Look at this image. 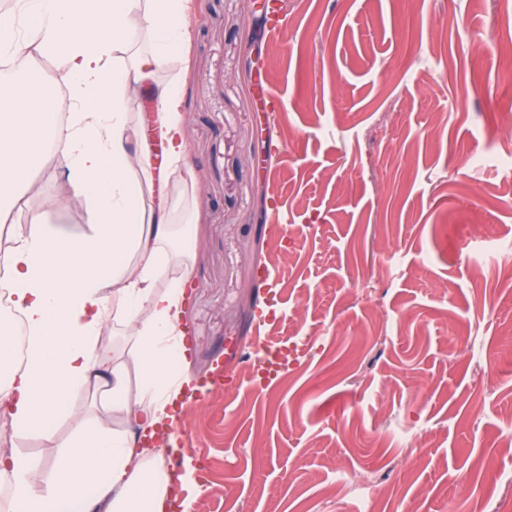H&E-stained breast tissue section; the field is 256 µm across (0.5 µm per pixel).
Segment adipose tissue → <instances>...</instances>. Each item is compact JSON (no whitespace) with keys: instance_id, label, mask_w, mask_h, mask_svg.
Segmentation results:
<instances>
[{"instance_id":"1","label":"adipose tissue","mask_w":512,"mask_h":512,"mask_svg":"<svg viewBox=\"0 0 512 512\" xmlns=\"http://www.w3.org/2000/svg\"><path fill=\"white\" fill-rule=\"evenodd\" d=\"M190 0H16L0 11V54L61 57L72 112L25 78L0 80V209L20 211L28 176L46 144L90 228L60 232L29 216L0 243V288L27 331V362L14 363V329L0 323V414L16 431L40 432L54 447L47 472L26 455L0 456L9 512H167L172 483L162 451L140 445L168 418L184 379L178 331L182 292L168 278L192 270V242L173 247L167 212L148 206L153 149L130 118L151 87L168 169L186 155V120L176 82L157 74L190 37ZM128 54L111 66L116 50ZM125 330L110 340L108 323ZM77 390L98 399L76 409ZM69 434L58 437L59 422Z\"/></svg>"}]
</instances>
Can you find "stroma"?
<instances>
[{
    "instance_id": "obj_1",
    "label": "stroma",
    "mask_w": 512,
    "mask_h": 512,
    "mask_svg": "<svg viewBox=\"0 0 512 512\" xmlns=\"http://www.w3.org/2000/svg\"><path fill=\"white\" fill-rule=\"evenodd\" d=\"M282 4L268 43L249 0H192L188 53L159 74L181 90L196 187L152 197L190 218L187 372L226 380L179 415L185 512H512V363L470 360L475 335L481 354L512 349V80L474 62L512 0ZM29 180V210L88 231L56 157ZM271 340L296 363L265 381L252 363ZM11 452L44 470L53 450L0 417ZM365 467L367 501L324 494Z\"/></svg>"
}]
</instances>
